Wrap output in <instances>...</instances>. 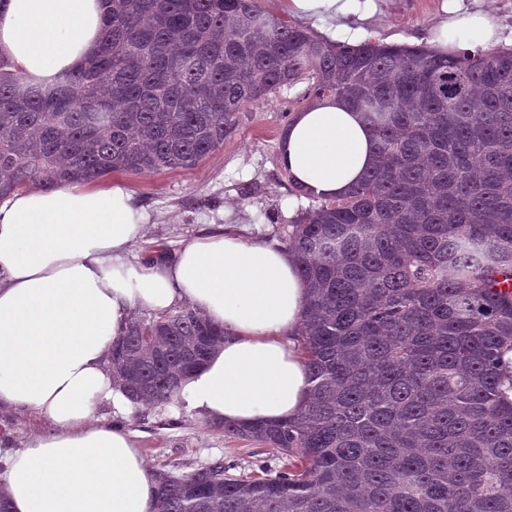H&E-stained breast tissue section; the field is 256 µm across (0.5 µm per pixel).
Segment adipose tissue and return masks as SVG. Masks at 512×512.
Returning <instances> with one entry per match:
<instances>
[{"mask_svg": "<svg viewBox=\"0 0 512 512\" xmlns=\"http://www.w3.org/2000/svg\"><path fill=\"white\" fill-rule=\"evenodd\" d=\"M357 3L289 5L336 40L366 37L347 23ZM460 8L448 0L450 17L431 44L444 51L500 41L490 15ZM104 9V0H6L0 57L31 83H55L97 52ZM280 157L295 187L336 200L359 184L374 148L364 114L329 97L294 114ZM144 223L120 183L28 188L0 199V408L33 411L49 424L0 476L14 512H154L155 484L136 442L96 415L99 403L129 404L108 359L137 310L189 305L227 329L180 391L200 416L276 422L306 405L297 333L309 290L294 253L277 240L226 230L138 267L129 255Z\"/></svg>", "mask_w": 512, "mask_h": 512, "instance_id": "adipose-tissue-1", "label": "adipose tissue"}]
</instances>
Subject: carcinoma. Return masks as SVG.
<instances>
[{"instance_id": "carcinoma-1", "label": "carcinoma", "mask_w": 512, "mask_h": 512, "mask_svg": "<svg viewBox=\"0 0 512 512\" xmlns=\"http://www.w3.org/2000/svg\"><path fill=\"white\" fill-rule=\"evenodd\" d=\"M98 52L27 85L0 57V190L188 169L243 108L301 79L365 114L375 163L285 238L311 288L295 418L224 433L279 470L157 471L156 512H512V46L330 42L257 0H107ZM224 327L190 306L131 319L112 377L179 396Z\"/></svg>"}]
</instances>
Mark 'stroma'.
Masks as SVG:
<instances>
[{
	"label": "stroma",
	"instance_id": "35a3bbf8",
	"mask_svg": "<svg viewBox=\"0 0 512 512\" xmlns=\"http://www.w3.org/2000/svg\"><path fill=\"white\" fill-rule=\"evenodd\" d=\"M445 2L374 0L375 12L364 25L377 30L382 42L404 45L445 19ZM307 87L302 80L245 106L223 146L193 168L149 176L111 174V181L133 191L146 216L143 237L132 249L133 263H143L153 246L173 252L229 228L248 238L280 241L298 215L318 207V199L296 195L278 151ZM97 415L133 434L153 472L185 474L220 460L232 473L246 475L262 465L276 469L284 463L276 450L225 435L177 397L160 405L136 404L127 413L104 402ZM45 427L34 413L1 409L0 458L23 449Z\"/></svg>",
	"mask_w": 512,
	"mask_h": 512
}]
</instances>
